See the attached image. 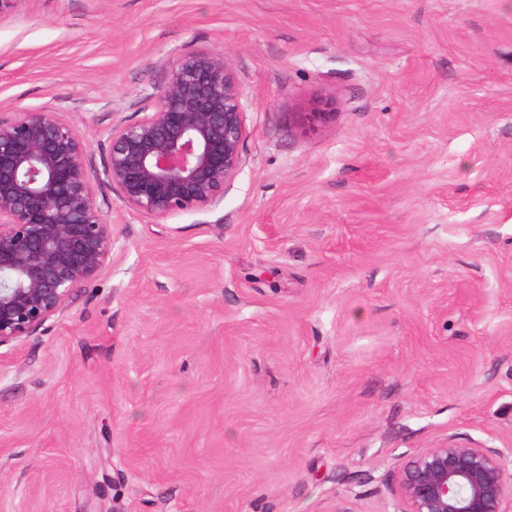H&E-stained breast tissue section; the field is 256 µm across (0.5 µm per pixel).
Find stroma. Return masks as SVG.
Wrapping results in <instances>:
<instances>
[{
  "label": "stroma",
  "mask_w": 512,
  "mask_h": 512,
  "mask_svg": "<svg viewBox=\"0 0 512 512\" xmlns=\"http://www.w3.org/2000/svg\"><path fill=\"white\" fill-rule=\"evenodd\" d=\"M196 49L241 169L161 217L98 189L108 266L0 360V512H399L423 450L512 448V0H19L0 120L100 168Z\"/></svg>",
  "instance_id": "stroma-1"
}]
</instances>
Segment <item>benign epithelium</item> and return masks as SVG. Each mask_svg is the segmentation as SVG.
<instances>
[{"label": "benign epithelium", "mask_w": 512, "mask_h": 512, "mask_svg": "<svg viewBox=\"0 0 512 512\" xmlns=\"http://www.w3.org/2000/svg\"><path fill=\"white\" fill-rule=\"evenodd\" d=\"M245 105L223 55H176L143 115L112 126L92 169L77 129L54 112L0 121V347L11 350L57 318L112 255L105 186L132 210L191 212L224 198L242 165ZM503 452L453 439L399 471V512H508Z\"/></svg>", "instance_id": "obj_1"}]
</instances>
